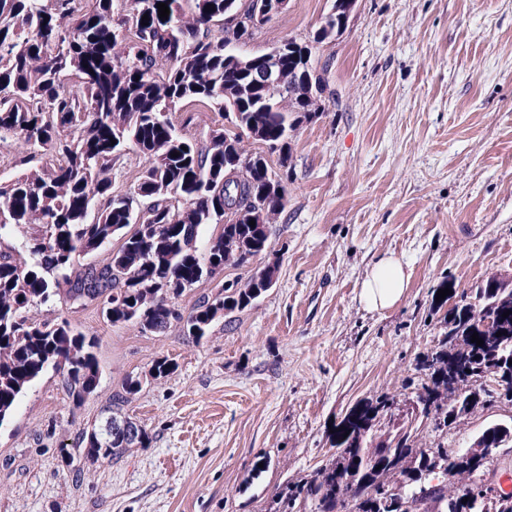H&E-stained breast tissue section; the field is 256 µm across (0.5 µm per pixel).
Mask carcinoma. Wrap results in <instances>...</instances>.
<instances>
[{"mask_svg":"<svg viewBox=\"0 0 512 512\" xmlns=\"http://www.w3.org/2000/svg\"><path fill=\"white\" fill-rule=\"evenodd\" d=\"M168 5L165 19L157 4ZM210 10H205V7ZM241 0H0V142L21 139V163L40 166L0 180V426L24 392L62 357V386L76 404L99 384L97 340L64 318L37 320L31 309L58 297L97 302L107 322L129 323L143 334L172 325L200 341L220 318L246 308L276 281L269 262L245 281L219 285L187 313L173 300L212 280L216 269L246 267L270 247L271 224L288 203V173L271 191L269 160H255L242 138L224 141L212 131L200 145L181 134L172 114L184 101L209 103L248 137L279 144V166L288 168V136L319 117L324 87L308 66L314 45L341 35L348 12H328L312 40L282 42L280 80L261 76L266 55L239 59L224 36L212 33L224 12ZM148 16V24H141ZM116 144H111V141ZM145 159L134 191L112 192V170L128 147ZM179 156H173V153ZM235 170L234 178L224 176ZM94 219H89L92 211ZM149 213L136 224L135 212ZM255 225H249V221ZM222 231L199 239L205 226ZM107 262L81 264L82 255L113 239ZM441 345L417 360L425 377L410 407L392 409L386 393L355 404L329 435L331 459L311 478L284 483L269 512H512V496L484 485L455 496L434 484V470L473 478L493 461L446 448L419 446L420 430L451 426L479 404L493 401L491 381L512 393V280L496 275L470 291L452 293ZM511 311L508 317L503 312ZM478 333L484 344L471 342ZM142 390L129 376L116 402ZM115 415L77 449L92 461H112L130 448H147L143 425L131 438L114 434ZM496 448L512 445V423L493 424Z\"/></svg>","mask_w":512,"mask_h":512,"instance_id":"1","label":"carcinoma"}]
</instances>
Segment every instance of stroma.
I'll return each instance as SVG.
<instances>
[{
    "instance_id": "stroma-1",
    "label": "stroma",
    "mask_w": 512,
    "mask_h": 512,
    "mask_svg": "<svg viewBox=\"0 0 512 512\" xmlns=\"http://www.w3.org/2000/svg\"><path fill=\"white\" fill-rule=\"evenodd\" d=\"M331 6L287 0L236 52L309 40ZM312 58L327 92L290 140L273 288L201 342L110 325L93 304L33 308L97 338L100 380L76 405L49 371L19 399L0 425V512H267L282 484L326 463L330 425L358 401L415 398L416 360L444 334L439 288L512 279V0H357ZM173 120L201 143L225 124L201 102ZM387 255L408 287L370 311L361 283ZM163 358L174 372L152 379ZM130 375L141 392L113 405ZM112 409L146 426L150 447L66 466L63 450ZM511 421L499 400L448 431L426 426L420 444L454 453Z\"/></svg>"
}]
</instances>
